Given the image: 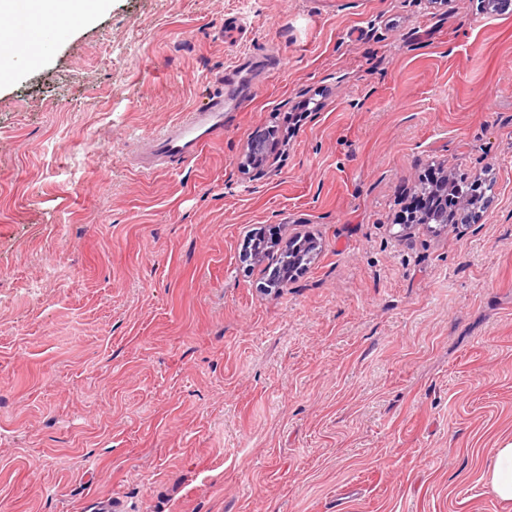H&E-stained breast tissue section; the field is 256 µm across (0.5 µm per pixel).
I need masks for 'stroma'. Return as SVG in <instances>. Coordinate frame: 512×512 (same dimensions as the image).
Here are the masks:
<instances>
[{"label": "stroma", "mask_w": 512, "mask_h": 512, "mask_svg": "<svg viewBox=\"0 0 512 512\" xmlns=\"http://www.w3.org/2000/svg\"><path fill=\"white\" fill-rule=\"evenodd\" d=\"M478 3L109 0L17 58L10 512H512L481 479L512 439V0ZM241 60L223 137L140 170L139 141ZM433 165L491 184L479 223L398 224ZM259 234L275 244L249 257ZM296 235L311 263L269 287Z\"/></svg>", "instance_id": "obj_1"}]
</instances>
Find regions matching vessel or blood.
<instances>
[{"instance_id": "b4317fda", "label": "vessel or blood", "mask_w": 512, "mask_h": 512, "mask_svg": "<svg viewBox=\"0 0 512 512\" xmlns=\"http://www.w3.org/2000/svg\"><path fill=\"white\" fill-rule=\"evenodd\" d=\"M224 108V94H215L204 107L187 113L161 134L151 137L142 167H161L194 158L206 143L223 136Z\"/></svg>"}]
</instances>
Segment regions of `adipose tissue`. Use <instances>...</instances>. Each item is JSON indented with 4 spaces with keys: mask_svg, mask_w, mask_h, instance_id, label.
Instances as JSON below:
<instances>
[{
    "mask_svg": "<svg viewBox=\"0 0 512 512\" xmlns=\"http://www.w3.org/2000/svg\"><path fill=\"white\" fill-rule=\"evenodd\" d=\"M104 5L103 0H0V17L19 28V43L32 40V22L41 18L52 22L86 18Z\"/></svg>",
    "mask_w": 512,
    "mask_h": 512,
    "instance_id": "1",
    "label": "adipose tissue"
}]
</instances>
